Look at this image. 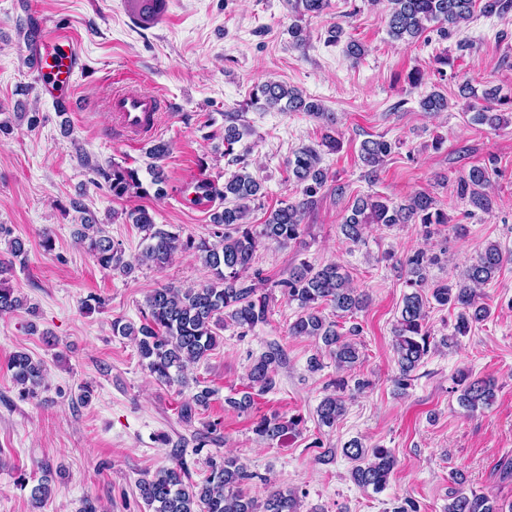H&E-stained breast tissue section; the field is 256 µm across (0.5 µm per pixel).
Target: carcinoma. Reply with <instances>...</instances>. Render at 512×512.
Segmentation results:
<instances>
[{"label": "carcinoma", "mask_w": 512, "mask_h": 512, "mask_svg": "<svg viewBox=\"0 0 512 512\" xmlns=\"http://www.w3.org/2000/svg\"><path fill=\"white\" fill-rule=\"evenodd\" d=\"M388 10L382 16L390 37L396 41L410 43L418 39L428 25L436 24L440 38L446 39L467 23L475 7L491 17L512 10V0H387ZM296 21L288 29L292 44L301 48L307 43V30L302 25L306 16L318 17L328 7V0H293ZM489 105L474 113L473 121L478 125L497 128L505 123L504 113L494 105H509L512 99L499 96V89L490 87L483 92ZM250 103L263 109L288 112H306L321 119L327 126L336 124L335 114L324 111L316 101L309 100L292 88L281 83L267 81L255 86ZM420 108L425 112H445L448 98L439 91L423 97ZM228 124L224 125V154L230 155L234 145L241 139V132L234 123V113H224ZM392 152V143L384 139H366L361 142L359 159L368 174L377 172L384 159ZM293 177L301 186L302 199L286 203L271 211L261 228L247 223L251 203L262 195V183L250 172H235L220 186L208 178L198 179L192 186L195 204L201 200L219 199L230 205L213 213L211 238L199 240L182 238L177 232L157 227L145 209H135L127 216L144 233L147 241L139 262L152 263L158 267L166 265L178 252L192 253L201 261L211 275L206 283L191 288L164 285L154 289L146 298L144 322L140 325L112 323L115 336L132 338L139 355L155 381L164 384H181L187 365L207 356L218 342V330L231 322L246 335L268 321L269 294L263 291L266 279L256 271L247 275L252 267L254 254L260 240H270L280 245L298 241L303 232L302 217L316 202L324 188L327 172L321 166V156L314 148L298 151L288 161ZM112 196L121 199L131 194L146 195L138 170L112 165L109 174ZM489 183L485 166L472 167L466 178L460 181V196L483 212L492 208L491 197L484 192ZM448 223V215L437 207L429 193L417 191L399 203L368 195L357 199L351 215L341 224L344 237L354 243L362 239L366 225L382 224L393 227L397 224H419L425 236L433 233V227ZM78 239L85 244L101 268L123 275L131 274L135 265L125 258L121 244L106 235L94 223L84 219L77 230ZM438 257L417 249L405 257L404 268L408 278L406 284L413 291L404 295L400 316L394 327L393 349L399 375L395 384L399 389L410 385L412 373L419 367L431 348L451 347L460 336L467 335L471 328L485 321L489 309L480 300L477 288L491 281L504 263L512 261V253H505L497 243H489L480 249L457 279L428 284V268ZM12 261L0 262V314L9 313L22 306V299L15 290L6 285L2 275L7 273ZM273 287L289 301L298 303L301 313L288 325L290 336H311L322 341L329 354L341 370L352 369L360 359L355 336L356 326L344 335L337 330L338 324L322 313V305H329L334 313L353 315L367 304V296L353 288L350 276L336 263L316 268L306 261L288 271V275L273 283ZM431 288V297L423 296V289ZM434 299L442 306L458 309L453 332L443 336L439 342L431 341L427 328V304ZM284 353L277 345H271L251 363L247 379L250 391L239 398H229L227 403L240 411L253 405L252 392L264 394L276 386L277 368L283 364ZM13 382L23 395H32L44 380L43 363L33 359L24 351L15 352L10 358ZM460 407L475 411L487 408L495 399L496 383L492 379H472L463 375L458 380ZM213 391L204 387L195 393L181 408V416L192 421L194 407L208 404ZM342 397L329 395L317 407L319 423L332 427L344 414ZM302 418L287 420L276 414L264 415L257 420L253 432L261 442L275 441L290 432L297 431ZM344 456L360 462L352 471L354 482L362 487H372L381 492L386 488L396 459L389 448L381 445L366 446L358 439L346 442L342 447ZM253 478L246 468L232 457L220 462H210V473L198 484L190 480L188 471L179 464L166 468L150 477L139 479V496L151 512H300L299 499L294 491L286 493L272 491L261 500L250 495L245 485ZM459 488L448 495L446 512H498L490 498L475 491ZM52 493L48 479H43L30 491V502L34 512H39Z\"/></svg>", "instance_id": "carcinoma-1"}]
</instances>
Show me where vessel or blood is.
<instances>
[{
    "label": "vessel or blood",
    "instance_id": "obj_1",
    "mask_svg": "<svg viewBox=\"0 0 512 512\" xmlns=\"http://www.w3.org/2000/svg\"><path fill=\"white\" fill-rule=\"evenodd\" d=\"M37 42L39 48L31 59L38 79L44 87L56 86L64 73L75 70L73 43L67 34L45 24L39 28ZM107 109L116 135L128 141H143L156 134L164 100L139 84L125 82L113 92Z\"/></svg>",
    "mask_w": 512,
    "mask_h": 512
}]
</instances>
